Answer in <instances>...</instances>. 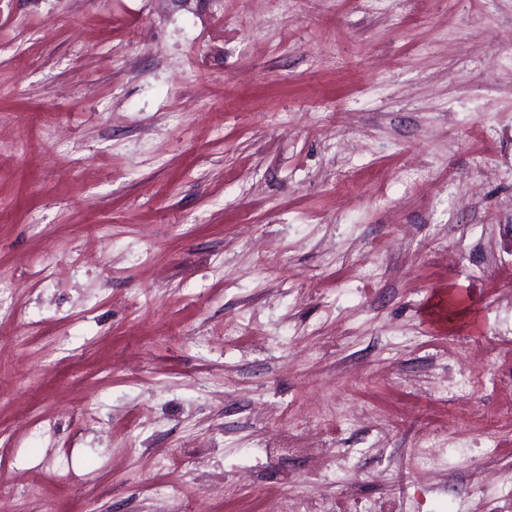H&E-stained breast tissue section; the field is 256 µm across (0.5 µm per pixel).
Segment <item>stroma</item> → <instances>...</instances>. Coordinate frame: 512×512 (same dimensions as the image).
<instances>
[{
	"instance_id": "1",
	"label": "stroma",
	"mask_w": 512,
	"mask_h": 512,
	"mask_svg": "<svg viewBox=\"0 0 512 512\" xmlns=\"http://www.w3.org/2000/svg\"><path fill=\"white\" fill-rule=\"evenodd\" d=\"M0 299L16 512H478L431 468L512 478V0H0ZM274 509L273 512H352V499H331L308 494L274 500Z\"/></svg>"
}]
</instances>
